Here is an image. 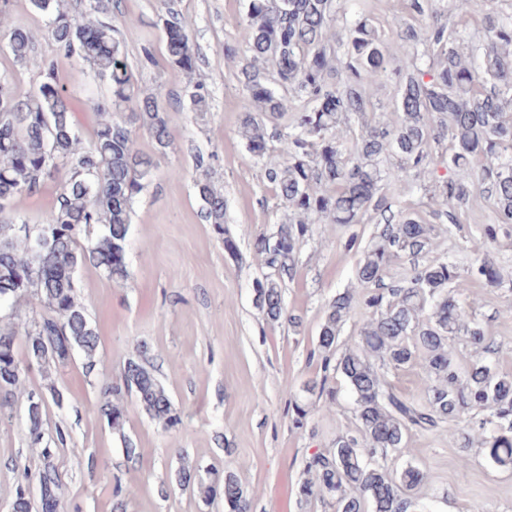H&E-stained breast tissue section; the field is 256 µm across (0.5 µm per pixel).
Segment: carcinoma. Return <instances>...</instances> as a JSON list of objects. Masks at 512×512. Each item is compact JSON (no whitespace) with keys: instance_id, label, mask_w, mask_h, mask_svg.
<instances>
[{"instance_id":"1","label":"carcinoma","mask_w":512,"mask_h":512,"mask_svg":"<svg viewBox=\"0 0 512 512\" xmlns=\"http://www.w3.org/2000/svg\"><path fill=\"white\" fill-rule=\"evenodd\" d=\"M482 5L483 0H411L417 15L432 19L426 41L434 54L423 65L388 55L366 4L358 0H248L243 22L249 58L241 67L239 134L261 157L267 124H273L283 161L266 167L265 177L288 208V222L276 235L256 240L272 269L255 281L257 307L272 323L288 319L282 288L295 274L297 251L313 225L359 224L372 213L383 222L378 240L357 263L356 287L328 303L317 340L324 371L340 374L354 396L360 437L340 435L333 449L308 458L298 485L305 505L330 499L335 512H412L424 473L411 464L395 473L378 462L404 456L412 430L433 432L477 418L479 427L489 430L484 445L490 458L500 466L512 464V374L498 370L493 342L459 300L468 291L467 278L499 285L503 274L486 259L476 260L467 278L454 262L418 263L435 226L397 209L382 187L384 182L406 187L411 172L428 168L430 139L447 138L448 176L435 181V189L450 223L477 190L493 200L496 211L495 222L484 228L486 243L496 240L501 226L512 224V11L486 15L478 59L467 52L463 34L438 21L445 12L464 14ZM31 6L46 15L59 49L88 65L110 91L94 102L97 126L87 145L68 106L84 74L63 82L55 61L46 60L42 81L24 96L0 75V408L24 398L31 443L44 445L43 465L34 474L37 493L17 487L10 509L57 512L61 476L43 441L50 406L62 408L64 398L52 383L44 391L26 389V372L35 365L47 378L76 354L86 375L99 370L98 336L80 296L77 269L90 265L118 287L128 280L132 203L155 167L151 156L135 148V136L148 133L165 153L170 117L158 95L142 89L112 24L96 19L117 8L118 0H80L78 17L69 0H31ZM340 11L354 16L343 30L334 28ZM160 21L170 63L195 74L199 56L183 14L169 9ZM6 49L15 62L26 61L34 50L30 31L10 27ZM389 79L398 85V120L368 126L348 143L343 116L367 112L366 88ZM275 85L304 97L302 109L283 127L279 119L288 114V98L277 94ZM184 96L192 111H207L204 84L188 85ZM478 158L486 161L479 172L473 167ZM208 168L204 155H197L201 217L233 255L237 245L224 228V194ZM56 176L61 182L55 205L42 223H29L15 208L17 198ZM399 254L415 261L412 273L385 287V269ZM34 300L39 308L20 319L21 307ZM359 305L372 316L355 346L338 355L341 328ZM461 339L479 354L467 369L454 350ZM417 359L429 382L422 398H407L388 382L385 370ZM129 396L165 429L178 426L181 417L145 355L129 359L120 380L105 388L97 413L133 458L124 406ZM196 471L182 464L177 484L210 505L222 503L224 512H248L233 474L205 481Z\"/></svg>"}]
</instances>
